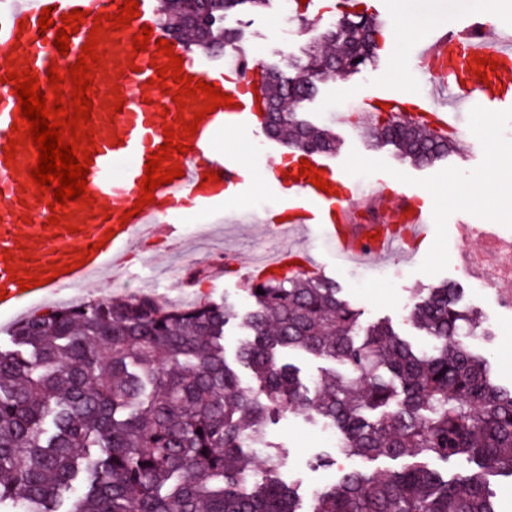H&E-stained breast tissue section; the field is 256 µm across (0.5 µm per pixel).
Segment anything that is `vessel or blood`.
Instances as JSON below:
<instances>
[{
    "instance_id": "1",
    "label": "vessel or blood",
    "mask_w": 512,
    "mask_h": 512,
    "mask_svg": "<svg viewBox=\"0 0 512 512\" xmlns=\"http://www.w3.org/2000/svg\"><path fill=\"white\" fill-rule=\"evenodd\" d=\"M124 0H0V148L11 136V124L16 118L18 98L11 83L5 82L6 57L28 62L37 72L41 91H48L47 71L50 65L68 70L77 62L82 46L94 24L97 13H115ZM51 8L54 21L73 10L86 11L87 17L77 33L71 34L69 52L60 55L53 42L57 30L48 28L40 32L38 19L43 8ZM160 0H139L140 15L123 30L109 32L107 41L101 42L105 61L116 74L113 78L96 75L97 94L93 97L92 118L97 129L94 140L97 154L89 167L87 188L94 197V205L77 211L71 220L74 232L64 226L48 223L51 210L47 201L38 200L35 186L27 182L30 165L34 161L31 148H20L10 168L0 161V250H11L14 258L31 253L24 260L28 270L38 271L54 264H63L78 257L81 250L97 244L88 263L72 272L59 275L54 281L23 291L15 281L9 280L6 262L0 257V314H16L22 305L44 301L67 288L83 287L104 277L129 273L128 258L136 254L144 238L164 236L180 241L181 232L175 217L185 204L201 209H213L219 204L209 187L203 186L204 173H220L221 191L236 195L246 186L247 176L231 156L218 152L215 142L220 133L234 127L259 129L263 124V104L258 103L255 92L264 83L256 79L260 67L243 52L237 53L233 63L209 53H188L182 43H175L174 52L182 57L185 74L193 80L217 84L221 92L229 94L233 106L218 107L206 115L192 138L193 148L181 156L182 177L155 189L154 200L144 205L138 216L129 222L120 217L132 208L140 197V182L151 152L164 144L162 111L176 112L173 95L178 84H169L167 90L150 86L157 70L152 67V55L157 40L168 33L158 21ZM153 31L154 44L141 53H133L132 41L142 27ZM418 60L431 66L432 93L410 100L392 93L376 94V101L390 105L393 113L409 120L430 124L441 133H457L461 110L480 102L498 106L512 102V28L494 23H477L466 29L451 24L441 27L426 42L417 44ZM493 56L499 62L498 70H487L477 76L468 64L474 56ZM135 62V70H128V62ZM248 72L247 80L229 83L230 72ZM119 85L125 98L122 112L110 114L103 109L105 96L112 85ZM467 86L468 95H460L458 86ZM122 136L121 144H114L113 136ZM293 196L270 220L281 236L308 230L310 225H321L333 244L336 255L343 260L377 262L399 250L400 245L383 226L359 224L355 210L342 196L321 191L308 179L293 184ZM382 217L395 212H407L409 222L405 234L410 238H425L428 234L427 215L411 196H401L398 203L385 205V195L377 186L364 191ZM113 230L111 239H104V230ZM299 261L307 273L315 272L316 265L309 250L297 247L278 249L263 263L249 264L246 276L256 279L266 276L268 270L287 272L290 262Z\"/></svg>"
}]
</instances>
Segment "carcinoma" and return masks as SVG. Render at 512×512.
Masks as SVG:
<instances>
[{
	"label": "carcinoma",
	"mask_w": 512,
	"mask_h": 512,
	"mask_svg": "<svg viewBox=\"0 0 512 512\" xmlns=\"http://www.w3.org/2000/svg\"><path fill=\"white\" fill-rule=\"evenodd\" d=\"M266 2L163 0L162 23L220 52L239 47L221 18ZM379 34L365 12L320 32L296 75L266 81L267 132L299 153L335 151L336 135L299 118V105L324 79L358 72ZM357 123L418 164L457 149L390 112ZM247 294L243 316L227 300L179 307L138 294L17 322L0 347V512H302L268 435L292 407L336 429L347 456L410 459L381 476L340 470L308 512H498L491 478L512 477V387L459 339L476 322L455 288H429L411 308L429 350L362 324L320 277L254 282ZM236 320L248 336L232 366L224 331ZM286 348L337 368L309 387L281 361ZM463 455L476 468L447 480L427 464Z\"/></svg>",
	"instance_id": "carcinoma-1"
}]
</instances>
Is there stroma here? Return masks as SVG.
Masks as SVG:
<instances>
[{
	"label": "stroma",
	"instance_id": "35a3bbf8",
	"mask_svg": "<svg viewBox=\"0 0 512 512\" xmlns=\"http://www.w3.org/2000/svg\"><path fill=\"white\" fill-rule=\"evenodd\" d=\"M363 6L378 14L383 25L393 30L392 47L381 48L357 73L320 84L317 96L301 110L302 119L331 128L338 145L331 161L340 166L345 181L358 185L360 179L380 186H391L394 193L428 197L447 187L449 180L470 184L489 180V154L512 157V107L489 108L473 105L461 112L460 123L470 134L459 149L427 166H417L399 156L392 147L371 142L362 127L352 123L351 113H365L364 102L375 90L402 96H417L430 90L427 75L412 50L427 41L443 25L484 21L485 0H311L304 19H292L290 34H283L278 0L265 6L225 15L224 26L242 35V48L263 67L287 70L290 61L304 58L319 32L342 16L349 4ZM217 147L234 151L246 166L251 181L243 192L225 199L223 207L211 213L195 209L183 211L177 218L184 243H191L192 227L211 225L217 238L223 239L236 259V271L225 275L222 285L196 280L182 290L185 267H177L166 283V292L176 297L188 293L191 301L229 300L239 311H247L250 300L240 269L251 260L257 245H270L274 233L265 232L256 219L279 208L286 198L282 187L272 181L269 169L277 159H288L293 150L288 144L270 139L265 132H238L220 138ZM429 232L417 251L395 256L383 263L391 272L389 281L371 280L359 287L352 264L338 260L321 226L299 236L318 260L320 274L333 281L342 295L360 313L362 323L391 321L394 328L414 345L425 347L429 339L408 319L410 308L420 292L443 283L460 290V303L477 317L480 335L468 342L492 357L497 376L503 384L512 383V284L494 293L477 295L460 263L466 248L457 236L462 224H493L501 236L512 238V219H493L482 208L465 203H433L427 208ZM269 438L282 449L286 464L285 482L306 492L335 480L337 467L321 466L320 460L331 449L322 435V426L307 420L302 411L288 412L269 428Z\"/></svg>",
	"mask_w": 512,
	"mask_h": 512
}]
</instances>
